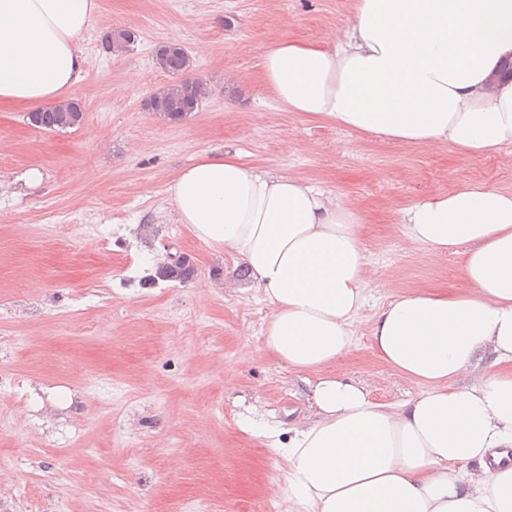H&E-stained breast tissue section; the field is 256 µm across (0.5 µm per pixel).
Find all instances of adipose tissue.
<instances>
[{
  "mask_svg": "<svg viewBox=\"0 0 512 512\" xmlns=\"http://www.w3.org/2000/svg\"><path fill=\"white\" fill-rule=\"evenodd\" d=\"M97 0H0V106L66 101ZM512 0H354L332 42L279 38L261 80L286 110L411 148L512 147ZM178 223L231 255L272 306L265 348L307 383L308 410L275 444L306 512H512V193L464 181L402 214L430 264L461 256L450 292L396 290L375 312L377 356L420 392L372 400L332 368L370 291L358 211L301 179L205 154L166 187Z\"/></svg>",
  "mask_w": 512,
  "mask_h": 512,
  "instance_id": "1",
  "label": "adipose tissue"
}]
</instances>
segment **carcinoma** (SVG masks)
<instances>
[{"label":"carcinoma","instance_id":"1","mask_svg":"<svg viewBox=\"0 0 512 512\" xmlns=\"http://www.w3.org/2000/svg\"><path fill=\"white\" fill-rule=\"evenodd\" d=\"M138 38V33L131 29L110 28L103 32L101 45L106 52L121 53ZM155 61L161 70L179 77V80L151 94L145 101V108L172 123L180 122L198 111L207 94V87L198 80L183 77L191 67V59L182 45L176 42L159 45L155 51ZM84 116L82 103L69 100L30 113L29 123L41 130L63 131L80 128Z\"/></svg>","mask_w":512,"mask_h":512}]
</instances>
